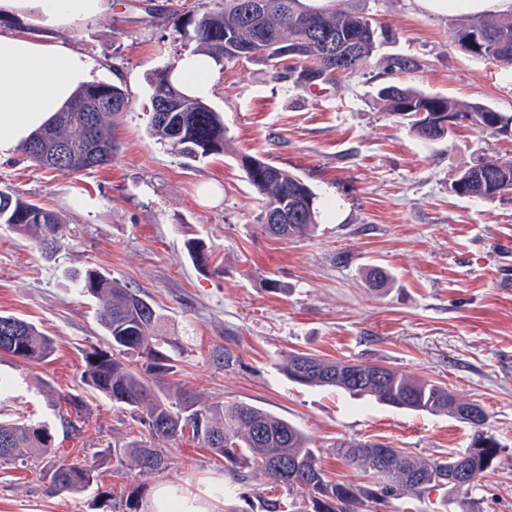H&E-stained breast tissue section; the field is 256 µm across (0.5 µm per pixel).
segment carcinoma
<instances>
[{"instance_id":"1","label":"carcinoma","mask_w":512,"mask_h":512,"mask_svg":"<svg viewBox=\"0 0 512 512\" xmlns=\"http://www.w3.org/2000/svg\"><path fill=\"white\" fill-rule=\"evenodd\" d=\"M213 6L197 16H182L167 4L152 13L172 21L174 40L192 42L195 51L212 57L216 64L245 60L276 67L288 56L281 50L301 52L321 78L355 74L376 49L374 18L366 0H338L312 6L306 0H268L272 8L255 13V0H211ZM454 40L466 52L498 66H512V18L476 17L456 23ZM173 67L156 70L148 78L152 112L149 134L188 158H202L225 151L224 120L201 99L187 96L171 82ZM384 109L393 117L408 120L410 130L426 141L448 134L435 114L454 112L481 132L512 136V114L471 102L466 105L439 94L394 85L378 90ZM168 97L179 100V111L159 112ZM100 101L112 109L94 113L96 139L88 138L84 109ZM129 98L117 84L82 86L72 102L21 145L20 151L38 166L80 172L112 164L119 150L113 132L115 119L125 112ZM242 166L249 184L263 201L261 229L278 238L308 234L318 224L317 194L296 173L260 157H245ZM460 196L493 201L512 193V159H477L460 171L451 183ZM283 217L274 224L272 218ZM0 224L11 232L34 240L45 253L67 245L68 227L53 211L0 188ZM77 288L98 301V321L107 345L85 356L81 382L129 411L153 444L132 442L115 448L114 456L130 454L144 476L159 475L169 468V456L158 442L178 439L189 430L193 438L230 465L232 482L247 479L245 469L262 471L284 485L288 495L300 498L302 512H354L352 504L365 492L378 506L389 500L420 497L444 488L460 493L469 485L456 482L465 473L471 480L488 471L499 443L483 426L484 408L476 401L456 397L448 387L419 379L381 365L324 361L291 353L284 365L288 380L304 386L333 388L353 396L368 397L380 404L420 414L446 413L468 424V448L435 461H425L402 448L356 439L336 443V457L354 469L379 477L375 488L362 490L348 482L329 479L318 464V450L296 424L247 403H202L179 384L162 386L158 379L172 369L166 349L177 347L171 336L160 333L156 306L147 295L93 267L71 273ZM371 287L388 284V272L376 265L366 268ZM53 350V340L33 323L11 314H0V353L22 362L43 360ZM55 438L50 428L24 417L0 421V466L14 465L23 454L48 456ZM42 479L54 494L80 493L98 483L95 463L54 462Z\"/></svg>"}]
</instances>
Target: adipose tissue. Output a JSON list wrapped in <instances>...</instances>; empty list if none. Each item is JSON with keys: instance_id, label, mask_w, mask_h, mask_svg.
<instances>
[{"instance_id": "ef3b65f1", "label": "adipose tissue", "mask_w": 512, "mask_h": 512, "mask_svg": "<svg viewBox=\"0 0 512 512\" xmlns=\"http://www.w3.org/2000/svg\"><path fill=\"white\" fill-rule=\"evenodd\" d=\"M111 11L112 0H0V14L31 16L54 28ZM92 67L83 52L65 41L0 34V157L17 151L61 111ZM215 70L211 58L190 53L179 59L172 79L187 95L204 99L212 91Z\"/></svg>"}]
</instances>
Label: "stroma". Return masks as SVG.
<instances>
[{"label":"stroma","instance_id":"35a3bbf8","mask_svg":"<svg viewBox=\"0 0 512 512\" xmlns=\"http://www.w3.org/2000/svg\"><path fill=\"white\" fill-rule=\"evenodd\" d=\"M112 2L111 14L64 33L0 18L1 30L65 37L92 58V81L121 85L131 103L117 119L112 165L71 173L20 153L0 161V188L58 212L69 238L48 256L0 225V312L33 322L54 341L36 364L0 354V417L48 423L54 460L97 462L111 493L50 494L43 461L31 458L0 468V512H129L134 486L139 512H147L161 482L195 494L211 512H261L263 500L288 497L259 472L233 482L224 460L188 434L166 443L169 470L142 477L131 458L116 461L112 450L146 437L144 426L97 393L84 394L78 413L65 403L79 391L86 351L104 341L95 301L70 280L86 267L155 300L164 330L179 343L163 383L287 418L311 436L331 478L370 483L337 460L340 440L435 460L467 448L470 430L445 413L415 414L289 382L282 370L289 353L394 368L477 401L500 450L492 471L465 493V506L437 490L391 501L384 512H512V196L484 201L450 189L476 157H512V137L457 127L427 142L376 97L378 87L395 84L510 114L512 71L459 49L455 14L426 12L415 0H368L393 37L380 39L356 74L307 82L296 69L218 66L208 102L224 119L226 151L191 161L148 134V77L190 48L150 13L155 0ZM399 56L415 57L419 70L390 69ZM245 156L295 172L318 194L314 233L281 240L262 231ZM193 239L205 245V264L186 250ZM370 264L388 271L384 292L370 288Z\"/></svg>","mask_w":512,"mask_h":512}]
</instances>
